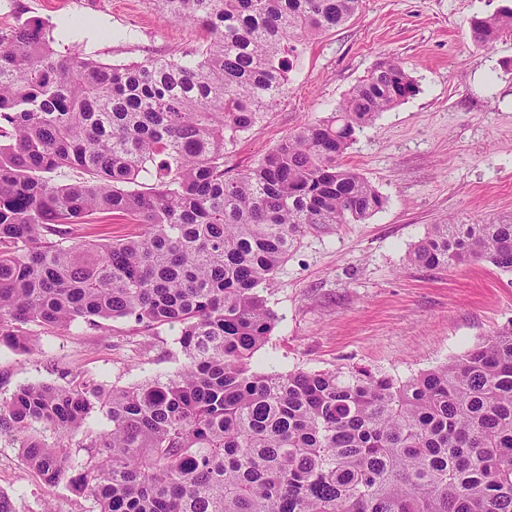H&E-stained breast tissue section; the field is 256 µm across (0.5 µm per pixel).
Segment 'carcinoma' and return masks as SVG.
I'll use <instances>...</instances> for the list:
<instances>
[{
  "instance_id": "carcinoma-1",
  "label": "carcinoma",
  "mask_w": 512,
  "mask_h": 512,
  "mask_svg": "<svg viewBox=\"0 0 512 512\" xmlns=\"http://www.w3.org/2000/svg\"><path fill=\"white\" fill-rule=\"evenodd\" d=\"M359 2L160 0L200 28L197 46L122 65L59 54L35 17L0 29V343L30 353L27 325L80 319L181 326L171 377L106 390L74 375L0 403V438L91 512H512V322L404 382L252 368L275 324L259 287L307 227L383 209L343 157L419 85L382 58L253 167L227 175L224 151L285 94L307 40ZM468 25L490 47L512 7ZM104 212L143 231L77 239ZM409 259L512 272V218L432 224ZM93 413L110 428L74 442Z\"/></svg>"
}]
</instances>
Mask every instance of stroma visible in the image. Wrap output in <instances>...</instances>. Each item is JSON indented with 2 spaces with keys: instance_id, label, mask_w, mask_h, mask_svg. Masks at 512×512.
<instances>
[{
  "instance_id": "1",
  "label": "stroma",
  "mask_w": 512,
  "mask_h": 512,
  "mask_svg": "<svg viewBox=\"0 0 512 512\" xmlns=\"http://www.w3.org/2000/svg\"><path fill=\"white\" fill-rule=\"evenodd\" d=\"M512 0H361L341 28L307 43L268 117L224 154L249 168L310 119L327 116L381 57L400 61L416 96L382 113L344 161L387 199L369 219L305 229L260 288L275 327L255 354L260 372L367 367L407 380L462 355L512 321V273L475 262L428 270L408 254L430 225L512 217V33L476 45L468 20ZM37 17L58 51L79 45L108 64L182 57L195 29L157 0H0V28ZM37 350L0 344V401L30 383L64 384V371L121 389L176 373L178 327L144 332L123 318L94 329L32 327ZM0 493L16 512H89L66 485L49 487L0 440Z\"/></svg>"
}]
</instances>
